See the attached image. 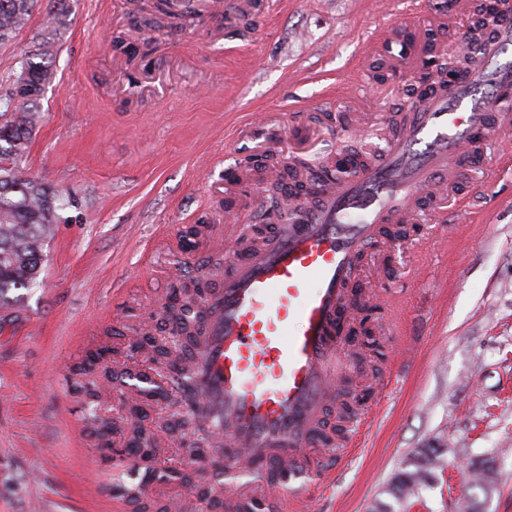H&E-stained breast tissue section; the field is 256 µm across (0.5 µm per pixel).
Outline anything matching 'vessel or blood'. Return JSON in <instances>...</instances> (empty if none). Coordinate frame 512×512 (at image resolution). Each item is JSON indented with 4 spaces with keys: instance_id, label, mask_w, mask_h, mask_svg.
<instances>
[{
    "instance_id": "b4317fda",
    "label": "vessel or blood",
    "mask_w": 512,
    "mask_h": 512,
    "mask_svg": "<svg viewBox=\"0 0 512 512\" xmlns=\"http://www.w3.org/2000/svg\"><path fill=\"white\" fill-rule=\"evenodd\" d=\"M493 28V38L471 40L464 77L425 93L374 163L325 180L315 205L282 197L293 221L227 263L200 302L197 343L175 355L194 383L193 410L211 428V453L242 477H261L266 512L306 499L308 481L335 469L306 459L333 443L323 418L341 379L330 367L345 346L337 323L361 258L386 225L413 222L419 198L455 183L460 158L512 123V63L500 59L512 23Z\"/></svg>"
}]
</instances>
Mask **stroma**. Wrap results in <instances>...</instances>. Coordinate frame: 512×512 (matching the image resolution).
I'll use <instances>...</instances> for the list:
<instances>
[{
  "label": "stroma",
  "instance_id": "stroma-1",
  "mask_svg": "<svg viewBox=\"0 0 512 512\" xmlns=\"http://www.w3.org/2000/svg\"><path fill=\"white\" fill-rule=\"evenodd\" d=\"M406 2L392 0L381 16L374 0H252L245 22L229 28L237 0L180 25L156 15L153 0H69L26 166L76 203L45 247L39 283L13 291L0 311V512H157L187 494L181 481H156L148 504L130 500L142 471L128 454L103 452L85 425L92 411L160 430V468L230 486L220 462L188 461L186 445L206 452L207 428L177 389L145 406L136 390L106 382L88 402L71 368L87 345L127 343L129 329L166 336L168 267L181 266L187 281L223 268L229 253L214 225L244 236L268 223L265 155L316 169L342 152L370 153L395 130L427 71H395L390 56L362 47ZM415 2L420 46L458 52L469 15L454 0ZM53 6L39 0L0 44V94ZM481 151L482 166L463 163L449 199L475 205L477 223L452 216L440 232L428 211L410 239L361 261L360 282L383 302L375 334L384 356L349 381L381 397L355 446L331 449L341 463L307 512H373L381 502L460 512L472 494L484 512H512V172L499 166L512 144L496 135ZM161 235L183 251L150 252ZM429 447L444 451L432 478L394 502L390 480ZM491 457L497 478L475 489L467 465Z\"/></svg>",
  "mask_w": 512,
  "mask_h": 512
}]
</instances>
